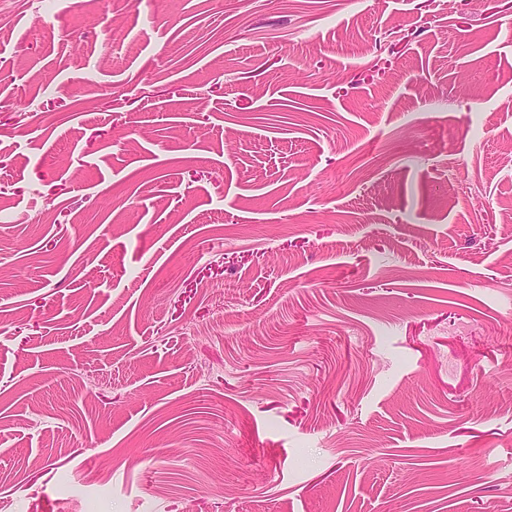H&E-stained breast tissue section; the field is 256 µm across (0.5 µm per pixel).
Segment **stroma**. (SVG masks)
Returning <instances> with one entry per match:
<instances>
[{
	"label": "stroma",
	"mask_w": 512,
	"mask_h": 512,
	"mask_svg": "<svg viewBox=\"0 0 512 512\" xmlns=\"http://www.w3.org/2000/svg\"><path fill=\"white\" fill-rule=\"evenodd\" d=\"M512 0H0V512H512Z\"/></svg>",
	"instance_id": "stroma-1"
}]
</instances>
